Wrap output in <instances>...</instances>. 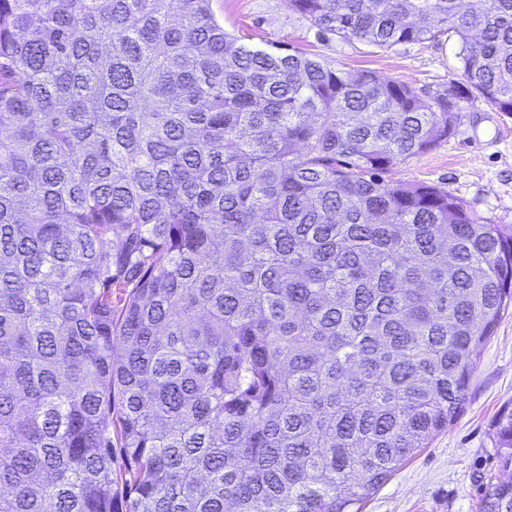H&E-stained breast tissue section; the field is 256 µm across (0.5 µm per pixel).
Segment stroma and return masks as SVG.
Instances as JSON below:
<instances>
[{"label": "stroma", "mask_w": 512, "mask_h": 512, "mask_svg": "<svg viewBox=\"0 0 512 512\" xmlns=\"http://www.w3.org/2000/svg\"><path fill=\"white\" fill-rule=\"evenodd\" d=\"M212 6L228 32L255 48L316 54L331 66L367 69L430 94L464 79L452 39L381 50L320 32L286 0H213ZM388 178L439 186L488 222L512 226V114L479 99L464 103L447 143L393 166ZM506 409H512V313L483 348L462 413L448 430L432 435L363 512H480L482 481L502 477L490 429Z\"/></svg>", "instance_id": "35a3bbf8"}]
</instances>
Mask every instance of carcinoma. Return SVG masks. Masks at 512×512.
Wrapping results in <instances>:
<instances>
[{
  "instance_id": "carcinoma-1",
  "label": "carcinoma",
  "mask_w": 512,
  "mask_h": 512,
  "mask_svg": "<svg viewBox=\"0 0 512 512\" xmlns=\"http://www.w3.org/2000/svg\"><path fill=\"white\" fill-rule=\"evenodd\" d=\"M287 3L455 39L453 109L212 0H0V512H362L462 411L512 227L384 174L512 112V0ZM491 435L512 474L511 410Z\"/></svg>"
}]
</instances>
